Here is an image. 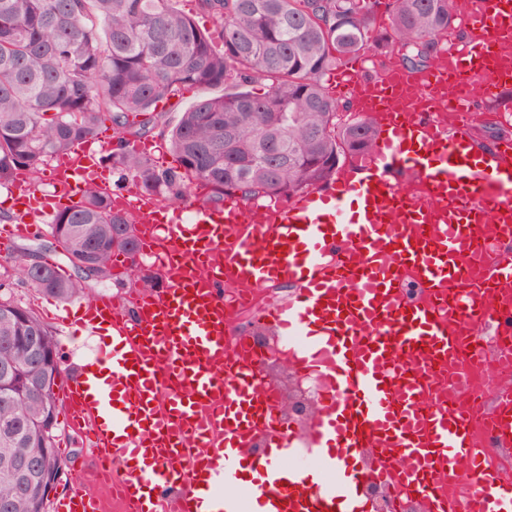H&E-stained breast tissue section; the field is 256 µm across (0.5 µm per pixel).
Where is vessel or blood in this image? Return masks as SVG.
I'll use <instances>...</instances> for the list:
<instances>
[{"label": "vessel or blood", "instance_id": "obj_1", "mask_svg": "<svg viewBox=\"0 0 512 512\" xmlns=\"http://www.w3.org/2000/svg\"><path fill=\"white\" fill-rule=\"evenodd\" d=\"M464 42L411 71L388 53L336 67L337 98L374 122L373 149L325 187L290 198L212 209L189 198L159 206L126 187L115 209L133 212L139 256L160 288L79 304L70 321L97 388L64 376L62 411L87 431L95 472L108 473L130 512H369V483L404 492L425 512H512V478L488 463L473 435L476 412L432 397L436 366L481 335L487 293L512 286V143L485 150L475 105L512 88V0H450ZM103 146L56 157V192L17 178L16 210L51 216L76 205L88 177L109 185ZM493 255L473 279L467 255ZM281 281L293 298L266 311L296 372L323 382L311 446L299 451L282 422L260 359L225 338L246 288ZM417 296H409L408 285ZM492 437L512 446V391ZM465 481L449 497L439 480ZM53 512H103L78 492Z\"/></svg>", "mask_w": 512, "mask_h": 512}]
</instances>
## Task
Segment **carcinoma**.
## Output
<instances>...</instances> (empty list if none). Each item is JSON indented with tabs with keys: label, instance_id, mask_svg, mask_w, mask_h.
Wrapping results in <instances>:
<instances>
[{
	"label": "carcinoma",
	"instance_id": "obj_1",
	"mask_svg": "<svg viewBox=\"0 0 512 512\" xmlns=\"http://www.w3.org/2000/svg\"><path fill=\"white\" fill-rule=\"evenodd\" d=\"M450 0H390L389 28L375 38L380 51L397 50L404 66L431 62L438 39L454 29ZM214 22L210 32L174 7V0H0V186L19 171L37 178L48 161L98 137L109 120L119 148L112 163L120 190L127 183L158 202L181 204L196 182L205 200L228 195L250 201L285 197L328 184L348 155L372 150L376 129L363 117L343 118L323 85L324 75L360 51L375 15L366 0H196ZM224 86L181 113L163 145L179 166L165 167L127 148L158 127V104L203 86ZM50 234L77 271L55 263L49 277L23 273L36 293L69 301L90 280L111 279L112 257L137 248L130 214L116 212L108 191L86 185L77 205L56 213ZM84 254L90 274L78 264ZM12 320L15 344L0 347L23 374L38 368L20 337L36 331L57 347L31 308ZM0 380V419L19 417L15 452L40 437L44 408L56 394L14 400ZM11 512H46L39 490L21 497L0 482Z\"/></svg>",
	"mask_w": 512,
	"mask_h": 512
}]
</instances>
